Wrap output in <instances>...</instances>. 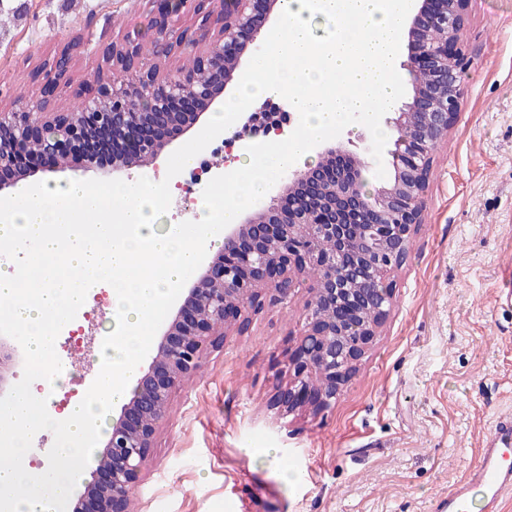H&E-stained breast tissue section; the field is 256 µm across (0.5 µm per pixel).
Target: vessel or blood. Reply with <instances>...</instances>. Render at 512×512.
Segmentation results:
<instances>
[{
  "instance_id": "1",
  "label": "vessel or blood",
  "mask_w": 512,
  "mask_h": 512,
  "mask_svg": "<svg viewBox=\"0 0 512 512\" xmlns=\"http://www.w3.org/2000/svg\"><path fill=\"white\" fill-rule=\"evenodd\" d=\"M474 489L483 493V512H499L504 496L512 495V416L496 423L477 464L463 483L437 500L434 512H468V497Z\"/></svg>"
}]
</instances>
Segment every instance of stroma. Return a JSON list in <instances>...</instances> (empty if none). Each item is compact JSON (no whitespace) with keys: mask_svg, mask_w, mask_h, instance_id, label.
Wrapping results in <instances>:
<instances>
[{"mask_svg":"<svg viewBox=\"0 0 512 512\" xmlns=\"http://www.w3.org/2000/svg\"><path fill=\"white\" fill-rule=\"evenodd\" d=\"M149 10L147 0H0V102L34 100L43 62L68 44L75 80L92 78L108 44L148 28ZM463 44V107L436 151L424 222L390 276L381 333L335 403L273 404L304 330L306 275L175 390L135 512H433L512 414V309L495 302L512 267V0H470ZM91 293L98 316L55 341L69 380L51 389L54 410L98 375L110 295L104 283Z\"/></svg>","mask_w":512,"mask_h":512,"instance_id":"obj_1","label":"stroma"}]
</instances>
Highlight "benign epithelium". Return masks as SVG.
<instances>
[{
	"mask_svg": "<svg viewBox=\"0 0 512 512\" xmlns=\"http://www.w3.org/2000/svg\"><path fill=\"white\" fill-rule=\"evenodd\" d=\"M155 56L196 52L197 66L165 75L160 65L127 78L140 56V42L126 36L104 50L107 65L122 72L96 78L90 98L71 112L55 108L72 85L73 46L44 63L47 83L34 102L0 110V193L42 172L99 170L87 153L76 161L65 146L77 137L119 140L134 128L184 133L207 119L232 82L243 53L259 46L265 26L260 6L271 13L282 0H148ZM408 30L411 48L404 69L424 72L412 93L387 117L394 130L393 174L368 188L360 154L342 144L325 147L314 166L290 168L280 179L288 191L254 206L224 229V241L161 334L147 366L138 371L131 397L122 404L99 451V465L69 512H131L130 490L140 478L174 388L197 373L207 348L244 327L249 312L288 300L294 279L318 269L305 304L306 324L288 381L275 403L291 411L310 404L327 408L340 394L357 362L372 346L392 305L384 277L401 267L419 224L434 151L447 139L462 110L460 76L467 68L461 48L469 0H419ZM202 16L199 34L173 36L171 19L187 5ZM255 133L284 135L283 113L263 102L250 115ZM168 142L151 135L112 159L106 175L121 179L134 167L150 166ZM331 249L322 250L324 243ZM16 377L12 349L0 338V396Z\"/></svg>",
	"mask_w": 512,
	"mask_h": 512,
	"instance_id": "1",
	"label": "benign epithelium"
}]
</instances>
